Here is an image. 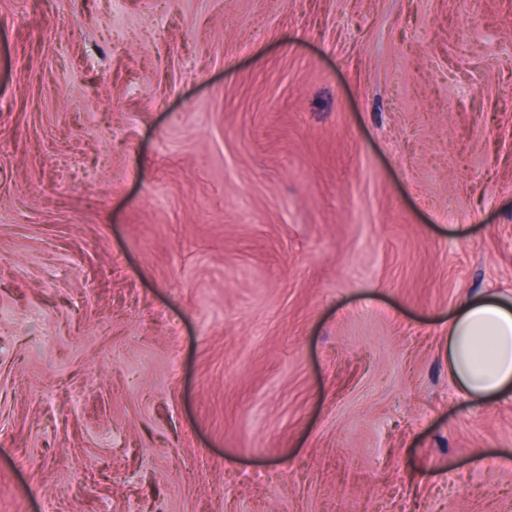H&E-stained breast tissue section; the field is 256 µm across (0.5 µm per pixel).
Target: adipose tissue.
Segmentation results:
<instances>
[{
  "label": "adipose tissue",
  "mask_w": 512,
  "mask_h": 512,
  "mask_svg": "<svg viewBox=\"0 0 512 512\" xmlns=\"http://www.w3.org/2000/svg\"><path fill=\"white\" fill-rule=\"evenodd\" d=\"M448 363L468 395L481 399L512 389V301L466 300L448 320Z\"/></svg>",
  "instance_id": "1"
}]
</instances>
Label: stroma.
Here are the masks:
<instances>
[{
    "mask_svg": "<svg viewBox=\"0 0 512 512\" xmlns=\"http://www.w3.org/2000/svg\"><path fill=\"white\" fill-rule=\"evenodd\" d=\"M482 293L512 0H0V512H512ZM487 360L479 368L476 362ZM448 363L468 395L479 400L512 387V301L496 296L466 300L448 319Z\"/></svg>",
    "mask_w": 512,
    "mask_h": 512,
    "instance_id": "35a3bbf8",
    "label": "stroma"
}]
</instances>
